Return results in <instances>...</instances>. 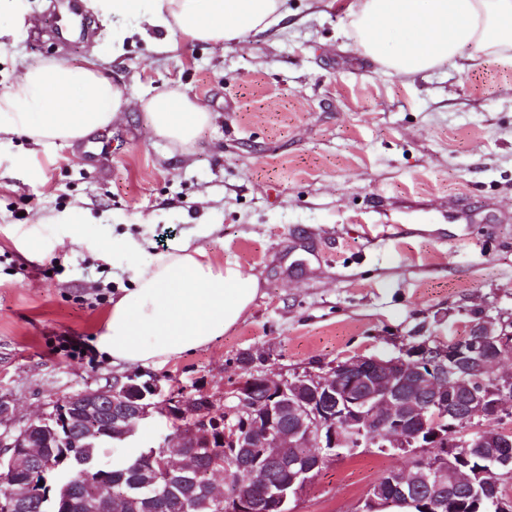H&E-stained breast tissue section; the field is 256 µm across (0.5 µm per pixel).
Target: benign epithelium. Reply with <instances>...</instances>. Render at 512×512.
<instances>
[{
    "mask_svg": "<svg viewBox=\"0 0 512 512\" xmlns=\"http://www.w3.org/2000/svg\"><path fill=\"white\" fill-rule=\"evenodd\" d=\"M512 349V323L496 327L490 321L471 325L467 335L451 343L428 339L404 344L391 358L359 356L336 362L323 371L307 370L273 379L264 374L242 376L230 395L220 399L206 392L187 398L169 395L156 402L161 387L154 379L131 377L123 383L80 391L56 402L49 413L16 425L14 408L0 406V463L10 468L27 466L37 477L47 468L45 459L28 449L54 443L67 444L72 430L90 434L102 412L113 436L124 441L128 429L154 411L168 416L184 414L189 430L175 436L178 447L211 439L216 414L226 415L224 440L230 450L215 459L210 470L230 476L232 468L286 462L270 449L287 437L292 446L307 442L311 451L288 467V477L268 486L258 498L240 490L215 496L229 503L228 512H292L313 474L343 449L369 446L374 439L385 448L410 449L418 461L416 480L388 474L386 484L370 489L357 512H385L396 496H408L414 485L425 491L434 512H448L444 489L461 464L448 452L479 446L484 420L498 414L504 398L512 396V376L483 379L486 366ZM260 383L265 397L255 395ZM235 417L232 422L229 417Z\"/></svg>",
    "mask_w": 512,
    "mask_h": 512,
    "instance_id": "benign-epithelium-1",
    "label": "benign epithelium"
}]
</instances>
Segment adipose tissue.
I'll return each instance as SVG.
<instances>
[{
	"label": "adipose tissue",
	"mask_w": 512,
	"mask_h": 512,
	"mask_svg": "<svg viewBox=\"0 0 512 512\" xmlns=\"http://www.w3.org/2000/svg\"><path fill=\"white\" fill-rule=\"evenodd\" d=\"M286 0H98L102 14L142 17L183 43L221 47L264 32L288 17ZM354 46L395 74L408 76L480 52L512 61V0H345ZM119 87L95 61H48L25 67L0 95V135L69 144L112 124L122 110ZM159 138L186 149L211 121L180 92L139 99ZM148 236L113 239L101 257L126 255L128 288L91 345L112 365L161 364L210 345L240 321L259 292L256 278L218 265L185 237L150 253Z\"/></svg>",
	"instance_id": "ef3b65f1"
}]
</instances>
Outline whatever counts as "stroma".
Segmentation results:
<instances>
[{"label":"stroma","instance_id":"1","mask_svg":"<svg viewBox=\"0 0 512 512\" xmlns=\"http://www.w3.org/2000/svg\"><path fill=\"white\" fill-rule=\"evenodd\" d=\"M342 0H287L290 25L220 49L160 52L165 30L104 16L59 36L67 0L0 11V93L24 65L94 57L127 103L73 144L0 139V401L26 422L110 382L221 396L242 353L278 378L512 320V61L476 53L401 77L356 52ZM178 90L212 115L183 153L158 138L144 93ZM111 245L148 232L237 265L260 291L209 347L114 366L89 344L128 282L127 259L65 247L74 225ZM42 241L27 250V233ZM410 456L342 452L295 512H356Z\"/></svg>","mask_w":512,"mask_h":512}]
</instances>
